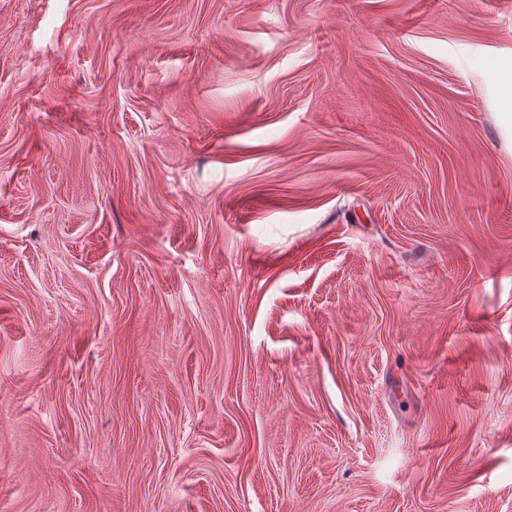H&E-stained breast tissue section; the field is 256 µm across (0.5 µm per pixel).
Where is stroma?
<instances>
[{
    "mask_svg": "<svg viewBox=\"0 0 512 512\" xmlns=\"http://www.w3.org/2000/svg\"><path fill=\"white\" fill-rule=\"evenodd\" d=\"M512 0H0V512H512Z\"/></svg>",
    "mask_w": 512,
    "mask_h": 512,
    "instance_id": "1",
    "label": "stroma"
}]
</instances>
